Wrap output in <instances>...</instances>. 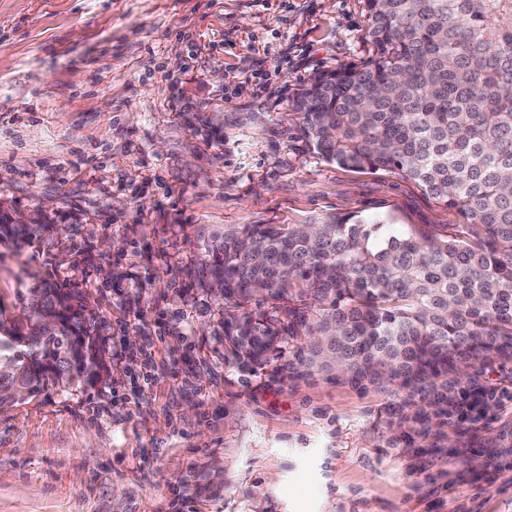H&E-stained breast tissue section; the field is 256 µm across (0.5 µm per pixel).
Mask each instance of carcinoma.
Wrapping results in <instances>:
<instances>
[{
  "instance_id": "1",
  "label": "carcinoma",
  "mask_w": 512,
  "mask_h": 512,
  "mask_svg": "<svg viewBox=\"0 0 512 512\" xmlns=\"http://www.w3.org/2000/svg\"><path fill=\"white\" fill-rule=\"evenodd\" d=\"M365 4L372 60L313 76L297 138L344 168L402 173L464 223L447 237L354 213L234 224L204 244V284L224 289V352L241 368L306 336L285 374L344 370L441 403L460 365L512 361V0ZM61 237L44 214L0 210V245L51 255ZM17 299L24 318L0 312V410L108 380L107 322L78 287L34 275Z\"/></svg>"
}]
</instances>
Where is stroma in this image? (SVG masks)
Instances as JSON below:
<instances>
[{
	"mask_svg": "<svg viewBox=\"0 0 512 512\" xmlns=\"http://www.w3.org/2000/svg\"><path fill=\"white\" fill-rule=\"evenodd\" d=\"M367 27L364 0H0V208L65 229L59 273L108 321L112 365L0 411V512H512V362L468 370L457 413L424 425L389 383L284 379L290 345L240 369L201 285L203 242L234 224L460 223L295 137L297 93L367 63ZM50 268L0 246V312Z\"/></svg>",
	"mask_w": 512,
	"mask_h": 512,
	"instance_id": "stroma-1",
	"label": "stroma"
}]
</instances>
